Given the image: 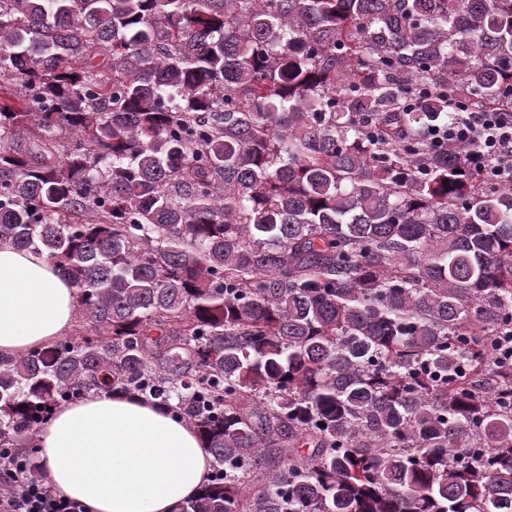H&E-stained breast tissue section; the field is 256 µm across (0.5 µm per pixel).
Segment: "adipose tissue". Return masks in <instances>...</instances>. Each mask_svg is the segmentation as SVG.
Here are the masks:
<instances>
[{"instance_id":"adipose-tissue-1","label":"adipose tissue","mask_w":512,"mask_h":512,"mask_svg":"<svg viewBox=\"0 0 512 512\" xmlns=\"http://www.w3.org/2000/svg\"><path fill=\"white\" fill-rule=\"evenodd\" d=\"M75 305L44 254L0 245V356L68 336ZM36 444L53 492L85 512H178L213 465L196 429L163 405L97 389L58 407Z\"/></svg>"}]
</instances>
